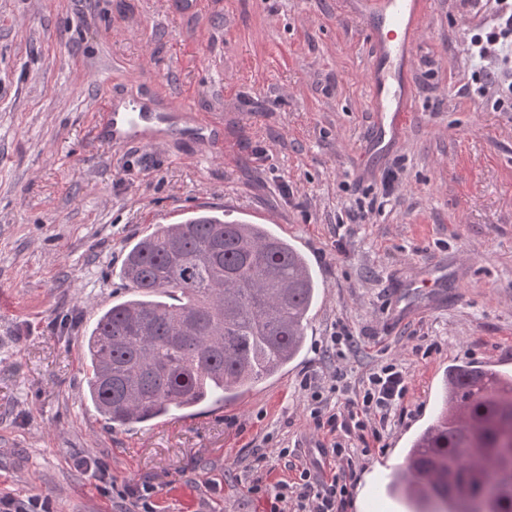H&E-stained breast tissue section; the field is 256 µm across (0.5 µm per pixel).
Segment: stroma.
<instances>
[{
  "label": "stroma",
  "instance_id": "35a3bbf8",
  "mask_svg": "<svg viewBox=\"0 0 512 512\" xmlns=\"http://www.w3.org/2000/svg\"><path fill=\"white\" fill-rule=\"evenodd\" d=\"M0 0V496L53 512H131L99 490L154 488L159 512H268L255 479L297 481L319 445L304 375L351 385L396 363L409 389L355 469L345 512H409L380 487L440 405L449 367L512 374V110L480 90L466 53L489 9L426 0L415 115L402 143L363 163L373 124L365 21L346 0ZM166 94L224 118V149L143 150L93 140L108 98ZM199 210L265 224L310 260L318 298L300 357L240 397L176 418L110 427L86 398L83 338L129 288L126 247ZM439 305L393 310L410 282ZM353 343L330 346L335 329ZM286 458H279L280 449Z\"/></svg>",
  "mask_w": 512,
  "mask_h": 512
}]
</instances>
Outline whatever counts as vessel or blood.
Returning a JSON list of instances; mask_svg holds the SVG:
<instances>
[{
    "label": "vessel or blood",
    "mask_w": 512,
    "mask_h": 512,
    "mask_svg": "<svg viewBox=\"0 0 512 512\" xmlns=\"http://www.w3.org/2000/svg\"><path fill=\"white\" fill-rule=\"evenodd\" d=\"M357 10L371 19L369 28L374 61L368 72L371 89L373 145H397L403 138L413 95L401 76L415 60L421 35L422 0H357ZM103 119L92 125L93 138L114 145L128 143L149 149L158 145L206 142L224 144V122L204 118L185 100L163 97L145 102L128 100L124 110L105 104ZM439 295L436 279L423 278L410 283L402 294L407 312H414L419 301H433Z\"/></svg>",
    "instance_id": "obj_1"
}]
</instances>
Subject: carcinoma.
Wrapping results in <instances>:
<instances>
[{
  "mask_svg": "<svg viewBox=\"0 0 512 512\" xmlns=\"http://www.w3.org/2000/svg\"><path fill=\"white\" fill-rule=\"evenodd\" d=\"M120 276L131 294L84 337L88 398L113 427L232 399L305 348L316 279L263 224L200 212L162 225L128 246ZM448 383L467 420L442 413L415 438L404 494L414 512H512V376L456 365Z\"/></svg>",
  "mask_w": 512,
  "mask_h": 512,
  "instance_id": "cac0c4a2",
  "label": "carcinoma"
}]
</instances>
